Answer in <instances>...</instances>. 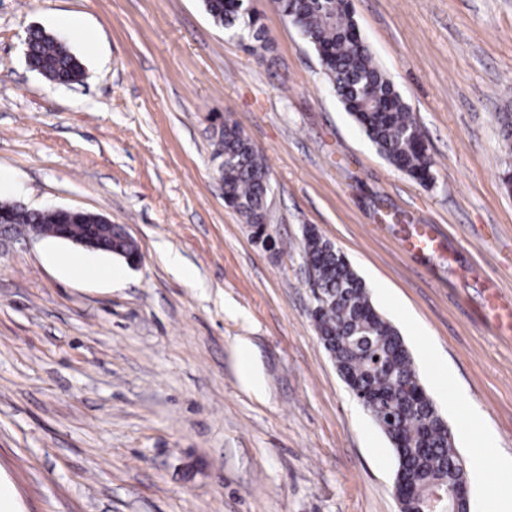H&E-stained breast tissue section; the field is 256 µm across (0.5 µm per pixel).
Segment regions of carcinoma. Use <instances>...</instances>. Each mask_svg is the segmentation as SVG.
<instances>
[{"label":"carcinoma","mask_w":512,"mask_h":512,"mask_svg":"<svg viewBox=\"0 0 512 512\" xmlns=\"http://www.w3.org/2000/svg\"><path fill=\"white\" fill-rule=\"evenodd\" d=\"M273 2L314 49L330 86L379 153L414 180L428 183L433 161L425 136L361 38L349 0ZM203 6L216 25L247 35L245 49L264 47L266 31L251 0H203ZM27 45L28 65L49 82L68 85L84 77L81 59L45 30H30ZM214 139L215 157L224 159L225 205L245 223L263 224L270 194L264 159L235 122L215 126ZM3 208L4 223L28 224L39 234L52 233L59 223L53 214L21 210L8 201ZM304 255L320 289L312 312L317 335L392 445L395 487L403 491L401 512H423L438 487L455 493L460 512H468L466 461L424 390L402 336L373 305L347 257L313 228L306 231Z\"/></svg>","instance_id":"cac0c4a2"}]
</instances>
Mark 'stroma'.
I'll list each match as a JSON object with an SVG mask.
<instances>
[{"label":"stroma","instance_id":"obj_1","mask_svg":"<svg viewBox=\"0 0 512 512\" xmlns=\"http://www.w3.org/2000/svg\"><path fill=\"white\" fill-rule=\"evenodd\" d=\"M350 3L427 139L429 183L378 153L271 0H252L254 55L202 0H0V201L102 215L141 254L0 246V481L19 512H399L392 446L311 319L310 227L403 336L472 512L512 486L477 453L488 434L512 457V332L492 322L512 299V0ZM37 27L81 83L28 68ZM219 117L265 159L274 249L224 204ZM420 224L436 244L415 253Z\"/></svg>","mask_w":512,"mask_h":512}]
</instances>
